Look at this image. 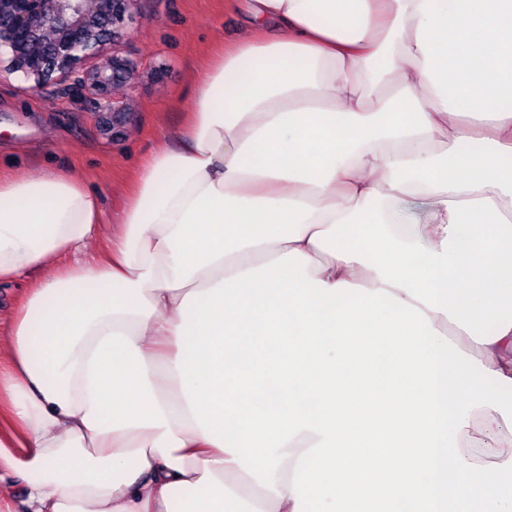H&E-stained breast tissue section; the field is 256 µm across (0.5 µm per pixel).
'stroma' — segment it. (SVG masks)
<instances>
[{"label":"stroma","instance_id":"obj_1","mask_svg":"<svg viewBox=\"0 0 512 512\" xmlns=\"http://www.w3.org/2000/svg\"><path fill=\"white\" fill-rule=\"evenodd\" d=\"M240 12L225 0H141L122 49L137 67L126 88L123 121L100 128L98 91L48 87L34 95L22 76L0 80V174L55 167L80 176L102 198L103 217L119 211L142 156L176 147L191 102L192 77L211 48L235 40Z\"/></svg>","mask_w":512,"mask_h":512}]
</instances>
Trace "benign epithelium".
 I'll return each instance as SVG.
<instances>
[{
    "label": "benign epithelium",
    "mask_w": 512,
    "mask_h": 512,
    "mask_svg": "<svg viewBox=\"0 0 512 512\" xmlns=\"http://www.w3.org/2000/svg\"><path fill=\"white\" fill-rule=\"evenodd\" d=\"M138 0H0V78L19 73L28 90L86 84L119 90L136 68L121 51ZM101 60L91 71L90 60Z\"/></svg>",
    "instance_id": "1"
}]
</instances>
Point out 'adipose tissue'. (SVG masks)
Returning a JSON list of instances; mask_svg holds the SVG:
<instances>
[{"mask_svg": "<svg viewBox=\"0 0 512 512\" xmlns=\"http://www.w3.org/2000/svg\"><path fill=\"white\" fill-rule=\"evenodd\" d=\"M179 146L0 177L28 512H512V0H228ZM503 442L496 478L469 449Z\"/></svg>", "mask_w": 512, "mask_h": 512, "instance_id": "ef3b65f1", "label": "adipose tissue"}]
</instances>
